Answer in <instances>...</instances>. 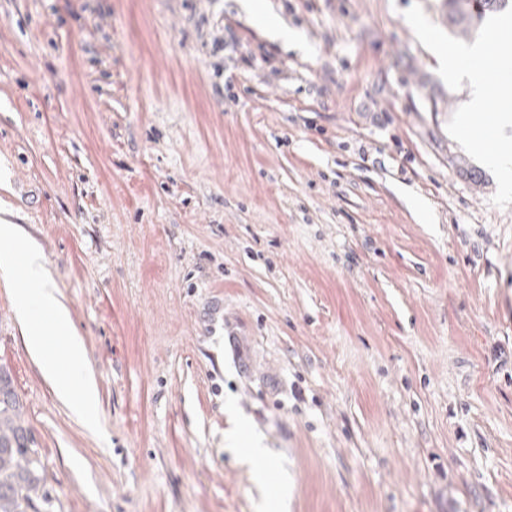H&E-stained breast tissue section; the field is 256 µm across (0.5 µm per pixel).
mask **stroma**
I'll return each mask as SVG.
<instances>
[{
	"mask_svg": "<svg viewBox=\"0 0 512 512\" xmlns=\"http://www.w3.org/2000/svg\"><path fill=\"white\" fill-rule=\"evenodd\" d=\"M247 2L0 0V220L99 399H57L0 284L48 512H512V204L403 17L442 0H258L291 46Z\"/></svg>",
	"mask_w": 512,
	"mask_h": 512,
	"instance_id": "1",
	"label": "stroma"
}]
</instances>
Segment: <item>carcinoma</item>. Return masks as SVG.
Wrapping results in <instances>:
<instances>
[{
    "mask_svg": "<svg viewBox=\"0 0 512 512\" xmlns=\"http://www.w3.org/2000/svg\"><path fill=\"white\" fill-rule=\"evenodd\" d=\"M448 27L463 33L512 6V0H443ZM44 467L9 372L0 369V512H42Z\"/></svg>",
    "mask_w": 512,
    "mask_h": 512,
    "instance_id": "cac0c4a2",
    "label": "carcinoma"
}]
</instances>
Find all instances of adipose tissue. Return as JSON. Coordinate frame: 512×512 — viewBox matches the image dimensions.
Returning a JSON list of instances; mask_svg holds the SVG:
<instances>
[{
	"mask_svg": "<svg viewBox=\"0 0 512 512\" xmlns=\"http://www.w3.org/2000/svg\"><path fill=\"white\" fill-rule=\"evenodd\" d=\"M0 281L21 309L25 345L56 395L86 420H94L98 397L89 362L50 284L42 253L35 248L19 256L0 252Z\"/></svg>",
	"mask_w": 512,
	"mask_h": 512,
	"instance_id": "1",
	"label": "adipose tissue"
}]
</instances>
